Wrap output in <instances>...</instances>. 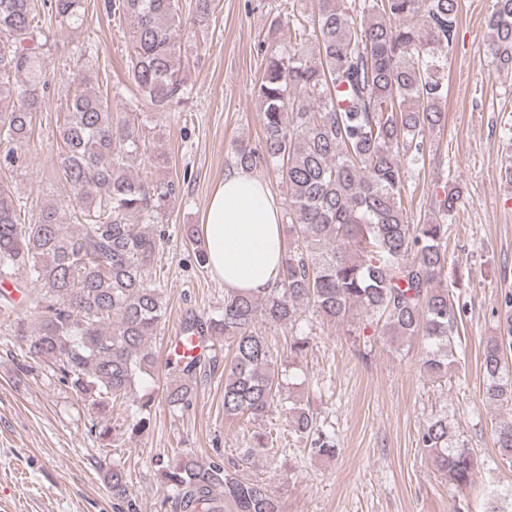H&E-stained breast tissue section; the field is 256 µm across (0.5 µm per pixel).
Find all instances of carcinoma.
<instances>
[{
    "label": "carcinoma",
    "mask_w": 512,
    "mask_h": 512,
    "mask_svg": "<svg viewBox=\"0 0 512 512\" xmlns=\"http://www.w3.org/2000/svg\"><path fill=\"white\" fill-rule=\"evenodd\" d=\"M318 0L310 19L285 13L269 34L288 26L298 40L286 56L268 57L257 89L264 151L241 145L236 162L250 170L271 165L288 199V242L280 274L263 295L230 291L215 315L188 317L182 330L203 342L224 338L233 357L224 363V417L259 420L281 398L287 374L258 323L299 325L312 310L340 322L360 308L379 333L400 341L420 336L422 366L442 377L453 363L456 307L446 285L448 217L462 197L459 184L444 186L422 224L404 206L402 168L425 162L427 135L444 129L448 84L444 71L459 21V0ZM114 13L133 19L128 76L144 104L165 111L186 87L180 76L176 33L187 24L177 0H112ZM78 29L87 21L85 0H0V168L25 163L21 147L33 132L49 83L47 35L41 11ZM493 63L512 72V0H494L486 21ZM86 68L57 113L63 159L55 176L76 199L68 212L56 203L35 220L18 223L28 199L0 185V280L22 289L25 309L37 317L30 330L10 294L0 292V322L8 341L26 355L48 361L59 381L97 415L91 431L112 439V413L127 418L125 433L151 425L150 390L158 358L150 347L164 322L163 291L152 282L158 242L165 230L155 214L178 194L172 180L132 174L144 151L138 115L116 112L94 91ZM79 226L65 231L67 221ZM512 352L507 336L487 341L483 352L485 399L512 403L506 374ZM203 358L165 359L170 378L165 402L192 406ZM288 424L310 438V451L335 456L336 441L309 410L288 408ZM418 442L434 466L458 489L467 487L479 461L459 446L444 416L429 420ZM495 443L512 458V422L499 426ZM179 512H283L261 480L227 470L219 458L176 455L163 471ZM117 499L127 498V473L118 463L105 472Z\"/></svg>",
    "instance_id": "cac0c4a2"
}]
</instances>
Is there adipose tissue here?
I'll return each instance as SVG.
<instances>
[{
	"label": "adipose tissue",
	"instance_id": "obj_1",
	"mask_svg": "<svg viewBox=\"0 0 512 512\" xmlns=\"http://www.w3.org/2000/svg\"><path fill=\"white\" fill-rule=\"evenodd\" d=\"M200 233L212 276L225 289L262 294L277 279L283 256L280 207L266 182L233 170L215 185Z\"/></svg>",
	"mask_w": 512,
	"mask_h": 512
}]
</instances>
